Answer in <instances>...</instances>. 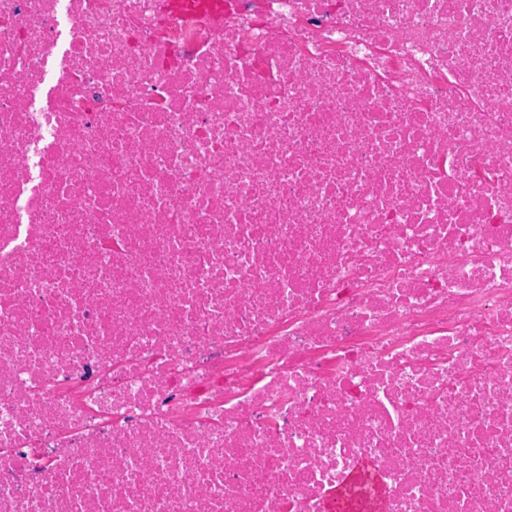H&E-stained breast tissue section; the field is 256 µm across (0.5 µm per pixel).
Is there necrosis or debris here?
I'll return each mask as SVG.
<instances>
[{"label":"necrosis or debris","mask_w":512,"mask_h":512,"mask_svg":"<svg viewBox=\"0 0 512 512\" xmlns=\"http://www.w3.org/2000/svg\"><path fill=\"white\" fill-rule=\"evenodd\" d=\"M512 512V0H0V512Z\"/></svg>","instance_id":"obj_1"}]
</instances>
